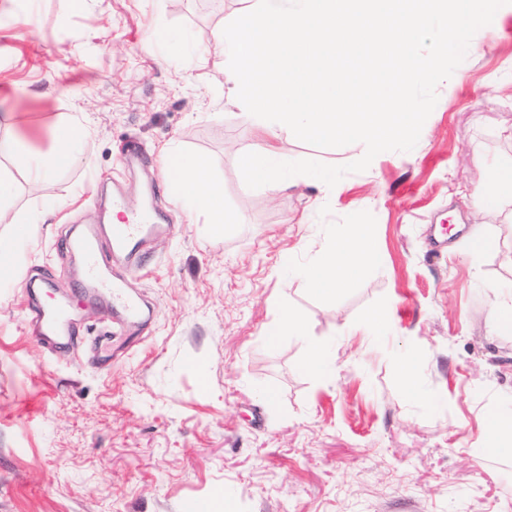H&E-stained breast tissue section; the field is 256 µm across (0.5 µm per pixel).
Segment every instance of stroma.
<instances>
[{
    "mask_svg": "<svg viewBox=\"0 0 512 512\" xmlns=\"http://www.w3.org/2000/svg\"><path fill=\"white\" fill-rule=\"evenodd\" d=\"M239 7L0 0V137L45 156L61 116L92 129L78 163L36 188L0 156L10 209L42 219L25 241L0 223L16 256L0 285V512H192L214 498L221 512H512V456L485 445L487 416L512 418V335L488 333L493 292L512 286V197L487 219L473 196L512 160V4L438 85L415 148L380 153L328 192L305 175L273 192L238 166L266 135L209 75L224 67L214 36ZM23 10L32 23L12 20ZM189 51L207 69L185 67ZM131 139L149 160L134 170L122 160ZM274 145L280 160L332 165L365 152L285 132ZM169 147L208 160L233 223L214 233L163 185L153 206L173 232L126 274L154 319L116 331L85 301L76 340L47 351L28 331L27 283L43 274L72 294L76 260L58 241L102 223L103 186L137 207ZM481 223L493 245L475 252L468 232ZM351 224L371 225L377 257L329 301L301 271ZM437 224L450 231L435 254ZM376 308L393 316L382 337L364 324ZM288 309L303 335L269 341ZM314 344L334 353L333 375L303 369ZM108 348L118 358L104 370ZM413 352L417 398L402 380Z\"/></svg>",
    "mask_w": 512,
    "mask_h": 512,
    "instance_id": "obj_1",
    "label": "stroma"
}]
</instances>
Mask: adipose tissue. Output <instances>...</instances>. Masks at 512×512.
I'll return each mask as SVG.
<instances>
[{"label":"adipose tissue","mask_w":512,"mask_h":512,"mask_svg":"<svg viewBox=\"0 0 512 512\" xmlns=\"http://www.w3.org/2000/svg\"><path fill=\"white\" fill-rule=\"evenodd\" d=\"M51 138L52 150L42 157L19 150L14 139L0 138V155L12 156L16 166L29 171L32 182L38 183L48 179L57 168L73 164L76 147L87 141L88 134L82 125L63 120L53 127ZM276 157L274 148L260 146L241 151L238 162L247 179L279 190L285 183ZM164 165L172 176L174 192L188 211L208 214L219 229L231 223V216L224 210L222 190L210 180L204 159L189 160L173 151L165 154ZM373 255L370 225L352 224L332 248L304 268L303 276L313 291L332 297L365 268Z\"/></svg>","instance_id":"ef3b65f1"}]
</instances>
